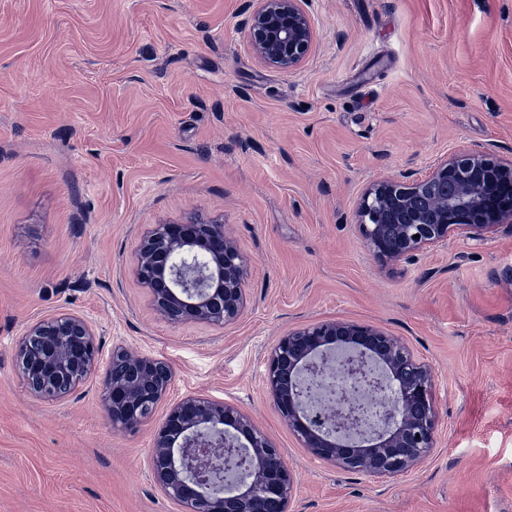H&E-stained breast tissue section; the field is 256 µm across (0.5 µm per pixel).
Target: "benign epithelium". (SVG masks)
Wrapping results in <instances>:
<instances>
[{
	"mask_svg": "<svg viewBox=\"0 0 512 512\" xmlns=\"http://www.w3.org/2000/svg\"><path fill=\"white\" fill-rule=\"evenodd\" d=\"M305 0H256L246 26L261 63L283 71L309 58L315 32ZM368 250L410 260L453 236L481 240L512 224V162L473 150L370 184L356 211ZM248 266L221 219L190 215L154 224L140 237L138 283L156 313L181 324L236 321L247 304ZM101 349L89 322L59 312L28 324L17 367L28 391L56 402L99 375L107 419L139 430L167 400L164 361L117 347L99 372ZM433 368L399 337L367 323L325 320L287 331L268 353L264 384L302 447L348 472L411 471L436 445ZM153 474L182 512H289L293 474L281 450L241 408L190 394L170 404L154 429Z\"/></svg>",
	"mask_w": 512,
	"mask_h": 512,
	"instance_id": "benign-epithelium-1",
	"label": "benign epithelium"
}]
</instances>
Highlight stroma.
I'll list each match as a JSON object with an SVG mask.
<instances>
[{"mask_svg":"<svg viewBox=\"0 0 512 512\" xmlns=\"http://www.w3.org/2000/svg\"><path fill=\"white\" fill-rule=\"evenodd\" d=\"M250 0H0V512H180L152 427H112L97 379L24 387L25 326L88 319L167 362L170 400L248 411L292 470V512H512V227L408 262L366 248L365 188L455 149L512 160V0H307L288 73L253 54ZM223 219L247 307L170 324L133 275L146 224ZM330 319L401 337L434 369L437 445L398 476L302 448L270 401L278 336Z\"/></svg>","mask_w":512,"mask_h":512,"instance_id":"obj_1","label":"stroma"}]
</instances>
